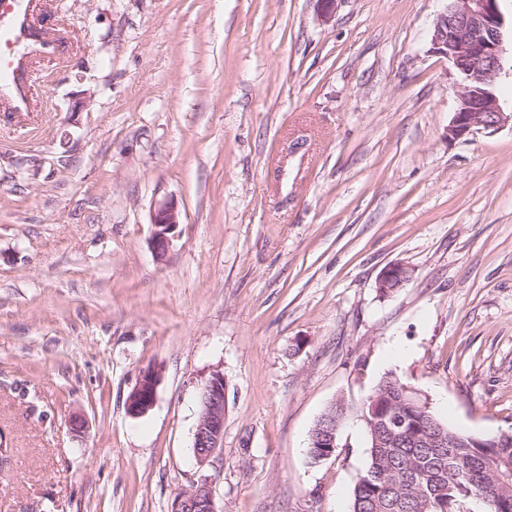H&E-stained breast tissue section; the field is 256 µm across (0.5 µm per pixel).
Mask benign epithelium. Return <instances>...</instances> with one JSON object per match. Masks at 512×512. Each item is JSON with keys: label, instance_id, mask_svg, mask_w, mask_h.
Instances as JSON below:
<instances>
[{"label": "benign epithelium", "instance_id": "1", "mask_svg": "<svg viewBox=\"0 0 512 512\" xmlns=\"http://www.w3.org/2000/svg\"><path fill=\"white\" fill-rule=\"evenodd\" d=\"M505 24L498 0H448L439 15L432 35L430 51L453 63L462 76V91L456 112L448 124V139L457 140L478 130L498 129L512 123L492 91L503 71L501 30ZM153 249L157 258L165 256L169 234L180 224L177 205L157 210ZM413 270L403 263L387 266L377 281L383 288L393 279L407 283ZM160 374L155 369L143 371L127 399V412L133 417L146 414L155 404ZM224 373L215 371L202 388L200 416L193 433L192 449L197 462L206 464L224 443ZM313 448H336V429H317ZM171 512H223L214 498L212 486L204 481L176 494Z\"/></svg>", "mask_w": 512, "mask_h": 512}]
</instances>
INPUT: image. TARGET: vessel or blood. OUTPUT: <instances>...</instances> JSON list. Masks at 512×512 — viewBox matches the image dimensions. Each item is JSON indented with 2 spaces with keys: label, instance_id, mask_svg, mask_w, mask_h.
Instances as JSON below:
<instances>
[{
  "label": "vessel or blood",
  "instance_id": "1",
  "mask_svg": "<svg viewBox=\"0 0 512 512\" xmlns=\"http://www.w3.org/2000/svg\"><path fill=\"white\" fill-rule=\"evenodd\" d=\"M63 52L59 39L35 27L26 0H0V107L11 113L30 111L29 56L53 59Z\"/></svg>",
  "mask_w": 512,
  "mask_h": 512
}]
</instances>
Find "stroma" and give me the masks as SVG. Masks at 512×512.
<instances>
[{
  "label": "stroma",
  "mask_w": 512,
  "mask_h": 512,
  "mask_svg": "<svg viewBox=\"0 0 512 512\" xmlns=\"http://www.w3.org/2000/svg\"><path fill=\"white\" fill-rule=\"evenodd\" d=\"M447 2L39 0L70 51L34 64L27 121L0 113V512H170L204 480L224 512H349L389 373L453 429L512 433V124L448 138ZM154 226L153 249L157 258L162 259L165 256L168 244L169 234L174 231L180 223V213L176 204H169L157 210L151 219ZM413 275V270L403 263H393L387 266L381 273L377 281V288L383 289V294H387L384 289H387L389 293H393L399 288H394L397 284H392L389 288L385 285L389 280L400 279L403 283H408ZM160 380L158 370H144L127 399V412L133 417L146 414L155 404ZM224 406V374L215 371L202 388L200 416L193 433L192 449L200 465L223 448ZM346 417H347V407L341 401H336V403L334 405H332L321 416V419L318 421V423L321 422V420H324L325 422H333V420L336 419V429H334L332 426H330L329 429L323 430V429H321V425L318 426V424H316V426L313 430L315 431L317 426H318V428L313 436V443H312V434H313V432H312V434L310 436V442H309L310 448H308L309 459H311L312 463L316 464V463H320V462L324 461V460H321V461L317 462L315 460V457L313 456V454L320 453L323 455L326 448H331L332 449L331 452L327 456H325V457H329L332 454L333 449L338 447V444H337L338 432L342 425V422L346 419ZM324 432H326V434H324Z\"/></svg>",
  "instance_id": "35a3bbf8"
}]
</instances>
